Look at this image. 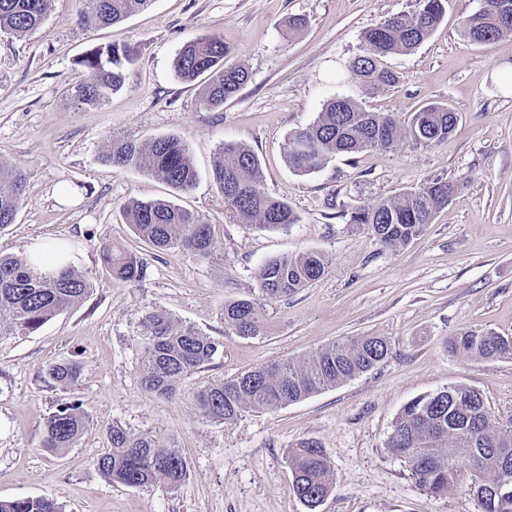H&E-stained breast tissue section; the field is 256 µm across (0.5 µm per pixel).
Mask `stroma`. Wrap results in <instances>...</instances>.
Returning a JSON list of instances; mask_svg holds the SVG:
<instances>
[{"label":"stroma","instance_id":"obj_1","mask_svg":"<svg viewBox=\"0 0 512 512\" xmlns=\"http://www.w3.org/2000/svg\"><path fill=\"white\" fill-rule=\"evenodd\" d=\"M485 0H448L445 17L416 51L386 58L395 85L369 95L349 78L366 29L418 0H153L144 11L98 28L80 16L85 0H54L44 22L17 35L0 31V159L26 176L16 221L0 252L28 255L64 245L93 292L37 332L0 339V499L47 496L61 512H309L292 490L289 454L318 441L333 489L316 512H478L473 474L460 470L448 489L419 488L387 440L412 399L452 384L477 390L500 419H512V359H468L448 347L465 331L512 337V37L472 45L463 20ZM218 37L225 62L249 73L223 108L200 103V83L179 79L173 61L188 40ZM108 45L134 50L125 84L108 100L78 104L80 58ZM353 96L364 108L407 122L417 109L443 105L458 117L447 142L409 138L383 151L333 158L300 173L284 152L288 135L317 120L324 104ZM186 140L194 189L173 190L144 169L106 162L110 141L147 145ZM258 157L263 188L287 203L297 224L268 231L243 223L224 205L212 178L222 143ZM457 193L409 243L383 248L348 212L394 199L433 179ZM168 199L212 226L208 255L158 251L125 224L129 199ZM124 243L144 263L141 282L114 281L103 248ZM319 252L326 271L286 299L262 296L268 260ZM257 302L264 332L237 333L226 303ZM159 311L219 342L213 361L182 378L169 398L141 387L147 342L140 322ZM360 336L391 350L373 370L307 398L246 411L224 424L203 417V387L261 365L302 362L314 351ZM76 359L79 380L61 386L49 366ZM79 402L90 424L75 447L41 446L44 419ZM150 436L187 460L177 488L143 490L109 480L98 467L108 430Z\"/></svg>","mask_w":512,"mask_h":512}]
</instances>
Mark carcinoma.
Segmentation results:
<instances>
[{"mask_svg":"<svg viewBox=\"0 0 512 512\" xmlns=\"http://www.w3.org/2000/svg\"><path fill=\"white\" fill-rule=\"evenodd\" d=\"M486 4L465 18L461 36L474 45H487L512 35V15L501 17L505 3ZM152 0H86V18L99 25H114L148 7ZM52 0H0V30L24 34L37 29L48 16ZM446 13V0H420L414 13H397L362 34V52L349 64L351 79L367 91L396 82L384 66V58L415 51L437 29ZM228 49L219 38L192 39L174 59L177 75L186 81L204 76L207 84L200 102L218 109L234 97L248 75L239 67L224 66ZM135 53L127 47L93 48L79 61L87 71L84 82L74 87L72 97L94 106L119 91L126 66ZM457 125V115L438 105H426L412 114L408 125L393 116L371 112L352 96L330 100L318 119L291 133L286 142L288 163L306 173L324 166L337 155H356L368 149H389L408 136L423 145L448 141ZM108 159L122 166L143 168L181 193L191 192L197 173L190 161L187 143L176 136L154 139L140 148L130 142L112 144ZM213 179L224 203L243 221L263 230H280L297 223L298 216L287 203L267 194L256 154L243 144L226 142L219 148ZM26 190L24 175L0 161V233L14 223ZM455 185L432 180L398 200H381L350 212L349 222L367 228L385 248L406 244L431 223L434 213L448 204ZM126 223L142 240L158 250L182 248L201 255L212 246L211 225L198 214L168 200L143 202L135 199L122 207ZM53 270L40 271L26 257L0 254V338L31 334L53 317L87 298L92 282L71 263L58 259ZM102 262L121 283H137L144 276L138 257L120 245L104 247ZM325 273L322 255L307 251L268 261L258 272L262 294L269 299L287 298L320 279ZM224 322L244 336L263 329L259 307L237 300L224 305ZM142 335L148 341L142 369L143 391L150 396L170 397L185 376L204 368L218 353V343L191 326H179L159 312L147 313ZM453 351L466 358L512 359V338L491 332H465L448 340ZM389 343L364 336L337 342L308 356L301 365L283 361L260 366L224 382L198 391L196 403L202 415L213 422L229 424L246 410H266L307 398L372 370L382 362ZM81 365L74 359L50 366L49 379L59 385L76 382ZM89 424L77 403H65L43 422V448L56 450L76 445ZM110 451L98 461L100 471L126 486L148 489L163 485L177 488L188 475L179 452L148 436L133 437L118 426L109 429ZM387 448L409 465L416 484L431 494H440L457 472L469 469L475 475L471 490L480 512H512V434H507L486 406L480 393L455 384L420 396L402 410L387 441ZM294 493L311 504L332 490L328 459L313 439H303L289 457ZM0 512H60L46 496L0 500Z\"/></svg>","mask_w":512,"mask_h":512,"instance_id":"obj_1","label":"carcinoma"}]
</instances>
